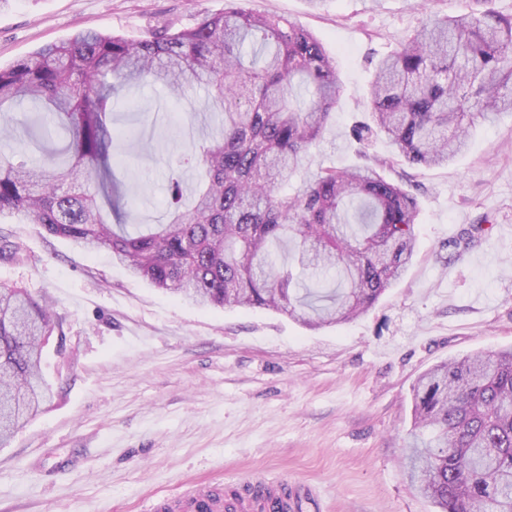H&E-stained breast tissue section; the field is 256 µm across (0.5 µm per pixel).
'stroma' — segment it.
<instances>
[{"instance_id": "1", "label": "stroma", "mask_w": 512, "mask_h": 512, "mask_svg": "<svg viewBox=\"0 0 512 512\" xmlns=\"http://www.w3.org/2000/svg\"><path fill=\"white\" fill-rule=\"evenodd\" d=\"M227 0H10L0 8V67L86 29L138 41L223 13ZM253 13L309 29L335 57L334 119L313 149L358 164L347 137L366 111L376 62L426 13L461 0H245ZM145 83L126 88L114 118L139 192L138 224L166 217L167 169L211 112ZM167 118L152 122L151 113ZM389 179L417 197L416 253L366 314L311 329L272 310L213 309L129 274L16 216L0 237V283L62 319L42 356L52 403L0 447V512H145L186 484L236 487L259 472L312 489L304 512H432L400 471L411 437V388L430 367L512 346V112L479 123L443 167L393 162ZM492 232L456 250L470 224Z\"/></svg>"}]
</instances>
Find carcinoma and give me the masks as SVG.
Here are the masks:
<instances>
[{
    "mask_svg": "<svg viewBox=\"0 0 512 512\" xmlns=\"http://www.w3.org/2000/svg\"><path fill=\"white\" fill-rule=\"evenodd\" d=\"M228 2L190 28L137 42L85 30L0 68V135L42 153L0 158V217L107 250L190 303L272 309L311 327L351 321L412 261L417 200L384 176L388 158L314 161L339 95L336 59L302 26ZM491 2L427 16L378 62L356 140L382 135L411 166L446 165L477 121L512 110V17ZM139 83L181 98L203 83L222 112L216 133L168 168V220L144 231L126 223L131 176L117 177L114 153L137 130L113 124L114 99ZM26 102L37 119L12 124ZM490 230L469 224L452 246ZM57 326L47 305L0 283V445L51 400L38 337ZM412 393L409 482L437 512H512V349L440 363Z\"/></svg>",
    "mask_w": 512,
    "mask_h": 512,
    "instance_id": "obj_1",
    "label": "carcinoma"
}]
</instances>
